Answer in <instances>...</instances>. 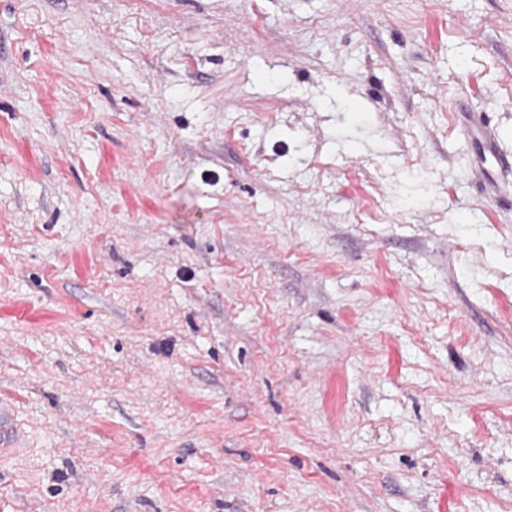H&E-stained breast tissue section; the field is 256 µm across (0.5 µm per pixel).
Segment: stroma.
<instances>
[{"mask_svg": "<svg viewBox=\"0 0 512 512\" xmlns=\"http://www.w3.org/2000/svg\"><path fill=\"white\" fill-rule=\"evenodd\" d=\"M512 0H0V512H512ZM459 110L457 113L465 121L458 127L474 146V171L484 183L493 185L495 190L491 196L494 199H512V154L502 146L498 129L485 120L466 118L468 114L462 106Z\"/></svg>", "mask_w": 512, "mask_h": 512, "instance_id": "stroma-1", "label": "stroma"}]
</instances>
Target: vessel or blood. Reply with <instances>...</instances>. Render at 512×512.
I'll return each mask as SVG.
<instances>
[{"mask_svg":"<svg viewBox=\"0 0 512 512\" xmlns=\"http://www.w3.org/2000/svg\"><path fill=\"white\" fill-rule=\"evenodd\" d=\"M460 130L474 146L472 166L483 182L492 184L494 199H512V154L501 144L496 127L484 120H465Z\"/></svg>","mask_w":512,"mask_h":512,"instance_id":"b4317fda","label":"vessel or blood"}]
</instances>
